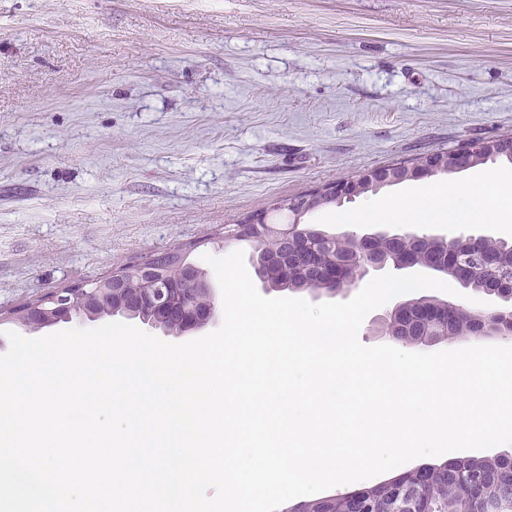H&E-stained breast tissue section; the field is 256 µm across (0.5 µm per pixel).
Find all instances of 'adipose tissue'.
I'll list each match as a JSON object with an SVG mask.
<instances>
[{
  "label": "adipose tissue",
  "mask_w": 512,
  "mask_h": 512,
  "mask_svg": "<svg viewBox=\"0 0 512 512\" xmlns=\"http://www.w3.org/2000/svg\"><path fill=\"white\" fill-rule=\"evenodd\" d=\"M340 224H498L512 232V205L492 203L486 190L420 187L404 199L369 206L358 213L339 212Z\"/></svg>",
  "instance_id": "ef3b65f1"
}]
</instances>
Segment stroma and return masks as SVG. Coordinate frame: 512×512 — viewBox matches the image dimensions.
Here are the masks:
<instances>
[{
	"instance_id": "1",
	"label": "stroma",
	"mask_w": 512,
	"mask_h": 512,
	"mask_svg": "<svg viewBox=\"0 0 512 512\" xmlns=\"http://www.w3.org/2000/svg\"><path fill=\"white\" fill-rule=\"evenodd\" d=\"M512 136V0H0V310ZM496 188L489 161L428 185Z\"/></svg>"
}]
</instances>
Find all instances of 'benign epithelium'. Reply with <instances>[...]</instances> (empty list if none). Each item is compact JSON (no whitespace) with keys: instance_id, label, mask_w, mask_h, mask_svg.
Masks as SVG:
<instances>
[{"instance_id":"1","label":"benign epithelium","mask_w":512,"mask_h":512,"mask_svg":"<svg viewBox=\"0 0 512 512\" xmlns=\"http://www.w3.org/2000/svg\"><path fill=\"white\" fill-rule=\"evenodd\" d=\"M474 150L480 151L492 159H512V137L482 140L474 143ZM471 150H450L448 153H436L427 156L416 166L403 168L387 167L369 170L356 177L332 182L299 198L283 204L288 209V220L277 223L265 211L258 212L238 225L227 230L230 239L248 238L256 243L253 257L255 272L259 281L269 285V279L280 263L284 262L277 254H270L259 242L265 238L276 239L295 250L311 255V268L318 270L316 278L320 287L306 284L314 295L326 293L337 296L343 293L339 285L345 283L346 267L341 259L325 260L326 248L334 243L322 240L320 231L311 224L302 222V218L327 198L338 204L351 202L364 195L370 189L398 183L403 180H419L437 174H446L452 169L458 171L467 167ZM353 244V249L362 259L360 274L367 276L372 272L385 269L395 271L425 268L440 275H448V264L438 259H430L413 247L411 239L421 243L429 242L442 245L453 253L457 244L478 241L490 237L485 229L461 231L458 233L420 234L404 229L387 228L364 232L343 233ZM387 240L398 250L399 257L389 260L375 250L381 240ZM171 258L167 253L150 256L138 262H132L125 271H114L83 284L61 288L55 292L41 295L19 306L21 310L17 321L23 326L38 330L58 322H68L75 317L97 318L104 314L121 315L126 318H140L154 328L167 334L183 335L205 328L213 319L216 310V295L206 274L187 260L182 254L179 261L180 282L170 281L161 275L160 268ZM476 272L494 274L512 281V270L499 269L492 256H483ZM455 300L450 298L429 297V304L412 301L397 303L389 312L380 317V322L388 324L397 317L405 319L417 314L428 320L438 318L442 313L460 310ZM470 321L476 335L484 337L511 336L512 310L499 308L470 313Z\"/></svg>"}]
</instances>
